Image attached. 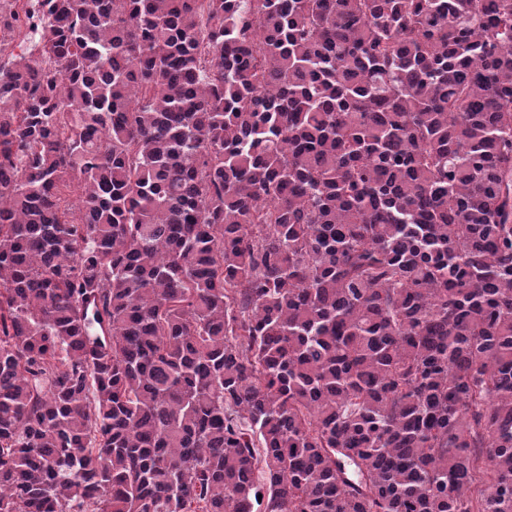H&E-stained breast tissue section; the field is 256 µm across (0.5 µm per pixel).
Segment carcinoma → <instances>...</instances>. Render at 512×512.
<instances>
[{
    "label": "carcinoma",
    "instance_id": "cac0c4a2",
    "mask_svg": "<svg viewBox=\"0 0 512 512\" xmlns=\"http://www.w3.org/2000/svg\"><path fill=\"white\" fill-rule=\"evenodd\" d=\"M14 2L0 512H512V0Z\"/></svg>",
    "mask_w": 512,
    "mask_h": 512
}]
</instances>
